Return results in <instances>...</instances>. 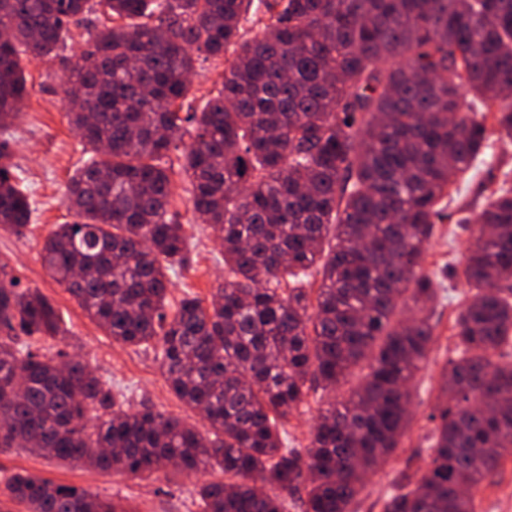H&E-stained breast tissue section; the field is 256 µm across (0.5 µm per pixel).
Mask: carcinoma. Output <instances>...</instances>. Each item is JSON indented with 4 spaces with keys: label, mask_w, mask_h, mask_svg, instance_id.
<instances>
[{
    "label": "carcinoma",
    "mask_w": 512,
    "mask_h": 512,
    "mask_svg": "<svg viewBox=\"0 0 512 512\" xmlns=\"http://www.w3.org/2000/svg\"><path fill=\"white\" fill-rule=\"evenodd\" d=\"M89 0H0V129L28 95L21 56L59 48ZM253 0H104L125 23L85 42L63 80L70 122L93 156L66 202L78 220L44 242L51 277L113 340L160 350L175 393L206 432L149 405L124 408L89 366L31 341L59 336V314L0 265V451L141 476L217 469L201 512H351L413 420L417 374L434 341L436 283L425 246L439 202L488 137L512 140V0H273L252 37ZM238 46L217 95L184 106L194 53ZM189 135L192 208L229 278L211 308L184 295L167 311V271L189 262L164 158ZM107 147V159L96 155ZM0 141V230L25 234L31 204ZM442 368L430 461L402 476L383 512H477L484 482L512 457V193L468 225ZM316 297L288 281L316 264ZM27 339L17 348L21 339ZM349 398L319 410L308 446L279 426L306 383ZM0 512H137L29 473L3 479Z\"/></svg>",
    "instance_id": "carcinoma-1"
}]
</instances>
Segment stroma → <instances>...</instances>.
Segmentation results:
<instances>
[{"mask_svg":"<svg viewBox=\"0 0 512 512\" xmlns=\"http://www.w3.org/2000/svg\"><path fill=\"white\" fill-rule=\"evenodd\" d=\"M111 23L102 7H93L82 15L80 22L71 25L66 47L48 57L23 59L29 95L19 120L8 129L6 137L13 154V175L30 196L33 214L25 235L18 237L0 231V264L8 266L21 287L46 296L61 316L64 337L41 341L40 353L49 357L61 349L78 353L103 382L123 395L130 407L147 404L197 426L201 423L199 416L172 392L153 348L124 346L106 336L64 286L48 275L42 262L46 238L58 225L75 220L66 207L65 193L71 176L91 154L70 124L62 77L87 33ZM233 57L234 52L229 49L220 57L197 58L187 96L195 109H202L215 95L224 68ZM170 156L174 197L169 211L174 221L181 224L191 245L192 262L188 268L169 273L168 301L177 304L188 293L207 307L224 280V255L210 228L195 220L190 202L192 185L182 169L181 150H171ZM499 189L512 190V141L493 133L471 169L460 174L452 185L445 218L437 224L426 249L425 267L437 278L439 297L431 307L435 337L428 365L418 375L412 427L388 462L367 476L365 487L353 504L354 512H382L383 502L393 489L394 476L402 471L415 476L426 464L433 429L428 415L438 394L441 369L456 354L454 317L468 297L462 268L469 234L461 222L476 221L487 196ZM358 380V375H351L332 392L312 386L305 403L292 412L281 428L284 447H305L319 409L328 402L347 398ZM23 471L88 489L104 499L133 502L139 512H200L196 499L199 480L195 477L170 474L130 480L14 449L0 452V476Z\"/></svg>","mask_w":512,"mask_h":512,"instance_id":"35a3bbf8","label":"stroma"}]
</instances>
